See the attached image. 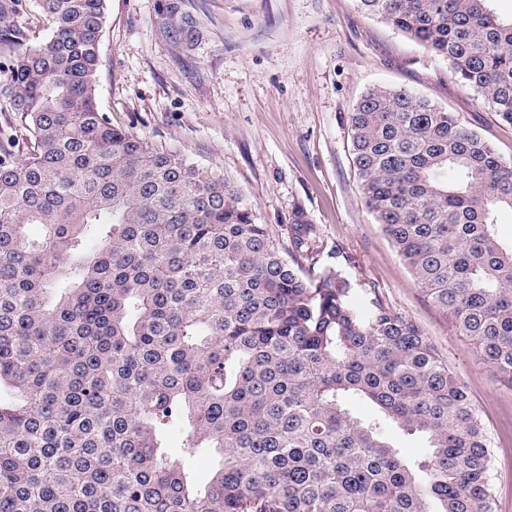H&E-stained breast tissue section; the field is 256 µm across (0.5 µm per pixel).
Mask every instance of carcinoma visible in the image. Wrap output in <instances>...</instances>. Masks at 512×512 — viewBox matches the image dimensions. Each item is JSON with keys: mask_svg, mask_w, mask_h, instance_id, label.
Here are the masks:
<instances>
[{"mask_svg": "<svg viewBox=\"0 0 512 512\" xmlns=\"http://www.w3.org/2000/svg\"><path fill=\"white\" fill-rule=\"evenodd\" d=\"M108 0H0V512H493L490 442L424 330L290 244L224 177L100 112ZM491 0H357L512 125ZM367 208L479 359L512 380V161L374 86L350 114ZM39 224L33 240L26 226ZM374 407L356 417L348 400ZM184 422L182 458L164 428ZM427 436L407 459L387 433ZM221 460L204 491L186 462Z\"/></svg>", "mask_w": 512, "mask_h": 512, "instance_id": "carcinoma-1", "label": "carcinoma"}]
</instances>
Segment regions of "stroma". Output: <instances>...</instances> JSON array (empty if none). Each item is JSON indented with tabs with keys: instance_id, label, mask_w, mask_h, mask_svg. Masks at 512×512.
I'll return each instance as SVG.
<instances>
[{
	"instance_id": "stroma-1",
	"label": "stroma",
	"mask_w": 512,
	"mask_h": 512,
	"mask_svg": "<svg viewBox=\"0 0 512 512\" xmlns=\"http://www.w3.org/2000/svg\"><path fill=\"white\" fill-rule=\"evenodd\" d=\"M100 60L98 103L114 126L224 175L280 240L303 217L310 256L337 265L360 307L381 299L424 329L487 428L494 512H512V384L478 360L367 208L350 114L368 88L402 87L507 161L512 125L356 0H108Z\"/></svg>"
}]
</instances>
